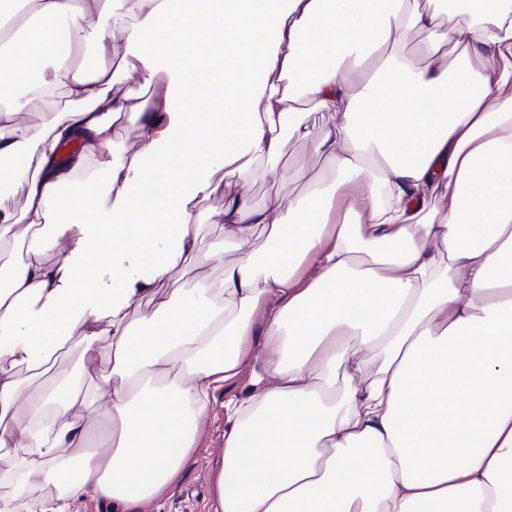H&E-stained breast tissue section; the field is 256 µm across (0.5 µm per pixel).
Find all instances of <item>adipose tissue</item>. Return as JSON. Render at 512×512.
<instances>
[{
	"instance_id": "ef3b65f1",
	"label": "adipose tissue",
	"mask_w": 512,
	"mask_h": 512,
	"mask_svg": "<svg viewBox=\"0 0 512 512\" xmlns=\"http://www.w3.org/2000/svg\"><path fill=\"white\" fill-rule=\"evenodd\" d=\"M64 22L0 38V163L35 162L0 244V512H141L177 482L213 393L229 399L213 512H512V52L500 0H34ZM109 21L75 61L90 14ZM419 55L401 51L411 32ZM40 78L32 127L14 99ZM151 90L152 104L113 94ZM340 120L276 215L256 163ZM134 139L113 153L112 125ZM81 149L61 158V142ZM102 175L94 195L78 183ZM222 194L200 252L194 201ZM65 210H58V203ZM266 238H259V228ZM57 258L48 262L45 251ZM232 258H225V251ZM222 271L160 295L185 261ZM70 375L18 377L73 337ZM301 120L311 131V138L319 137L338 117L329 112H322L312 101L304 99L299 105Z\"/></svg>"
}]
</instances>
